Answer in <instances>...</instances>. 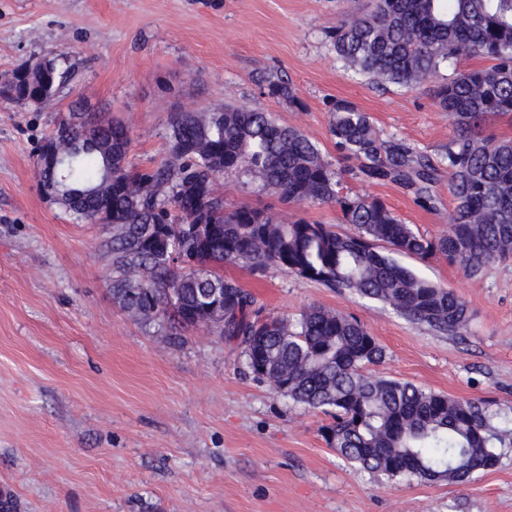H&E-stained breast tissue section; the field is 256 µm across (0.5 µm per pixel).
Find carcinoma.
<instances>
[{
    "instance_id": "cac0c4a2",
    "label": "carcinoma",
    "mask_w": 512,
    "mask_h": 512,
    "mask_svg": "<svg viewBox=\"0 0 512 512\" xmlns=\"http://www.w3.org/2000/svg\"><path fill=\"white\" fill-rule=\"evenodd\" d=\"M329 37L337 58L378 87H417L453 60L491 61L435 91L455 128L439 163L403 138H381L356 104L330 102L336 150L355 160L360 181L395 183L434 210L441 166L448 168L454 208L446 234L423 236L380 198L343 192L341 173L314 142L273 113L242 106L175 114L166 158L147 169L131 165L125 125L89 123L82 108L71 109L45 139L59 155L55 203L78 224L111 229L104 246L112 299L131 317L173 340L209 322L243 347L254 378L330 416L321 427L327 444L364 470L464 483L512 447V427L495 425L486 403L366 373L385 351L357 319L323 307L291 320L263 316L222 269L287 270L436 332L462 334L470 321L465 302L395 255H442L470 277L512 255V139L484 130L493 116L512 118V0H372L368 14L340 19ZM42 70L50 102L69 85L72 66L61 52ZM42 90V76L16 77L0 86V97L27 105ZM268 93L300 104L283 81L269 83ZM229 174L287 204L334 205L350 231L304 218L283 224L248 206L229 211L217 189Z\"/></svg>"
}]
</instances>
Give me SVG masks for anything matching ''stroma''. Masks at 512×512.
<instances>
[{
  "instance_id": "stroma-1",
  "label": "stroma",
  "mask_w": 512,
  "mask_h": 512,
  "mask_svg": "<svg viewBox=\"0 0 512 512\" xmlns=\"http://www.w3.org/2000/svg\"><path fill=\"white\" fill-rule=\"evenodd\" d=\"M369 0H0V84L63 51L74 68L53 102L0 98V493L14 512H512V450L469 482L390 480L345 462L320 428L329 416L293 403L246 368L211 330L173 342L112 299L100 224L73 223L41 195L37 148L71 106L131 130L130 158L160 162L175 113L233 104L275 113L347 164L330 133V101L367 112L381 137L440 158L454 128L434 82L375 86L337 59L327 32ZM292 82L299 104L267 93ZM429 238L445 234L447 180L436 209L398 185L348 178ZM227 208L275 220L337 221L328 205H289L227 176ZM451 288L471 314L465 335H440L390 307L285 270L224 272L264 315L312 306L360 321L385 350L376 374L492 405L512 424V258L479 278L437 256L402 257Z\"/></svg>"
}]
</instances>
